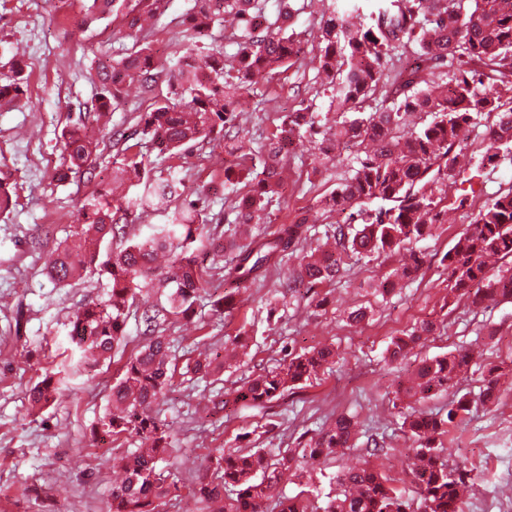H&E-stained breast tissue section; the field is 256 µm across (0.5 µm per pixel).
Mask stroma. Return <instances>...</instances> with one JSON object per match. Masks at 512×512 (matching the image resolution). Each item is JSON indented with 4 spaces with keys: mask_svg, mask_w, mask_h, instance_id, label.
<instances>
[{
    "mask_svg": "<svg viewBox=\"0 0 512 512\" xmlns=\"http://www.w3.org/2000/svg\"><path fill=\"white\" fill-rule=\"evenodd\" d=\"M91 2L0 0V66L18 58L29 75L19 104L0 107V172L9 174L16 200L9 213L0 215V512H104L117 476L114 465L135 445L128 436L93 435L119 366H80V354L66 338L73 310L104 299L105 276L90 274L62 288L45 274L50 255L70 234L78 200L96 187L86 179L52 182L60 160V132L97 94V84L88 78L95 62L105 54L138 49L141 39L108 17L90 28L79 27L81 8ZM193 5L194 0H170L155 21L148 38L157 72L153 89L128 86L111 114L112 127H134L138 115L166 94L182 53L181 21ZM303 104L319 115L329 109V97L309 62L254 85L241 99L239 121L253 138H263L281 116ZM487 143L485 127H476L458 158L464 177L472 178L485 200L512 188V161L482 165ZM357 156V149H344L334 162L320 165L307 140L295 142L288 184L280 201L269 207L263 231L272 232L308 212L318 220L308 227L307 243H323L336 222L345 219L326 211L325 200L351 174ZM238 160L223 137L216 136L178 157H151L150 164L158 171L173 167L185 174L186 193L207 189L209 227L224 237L235 215L224 204L220 172ZM473 218L470 211L449 212L429 236L406 243L399 252L346 256L335 283L285 294L279 281L299 271L300 255L292 252L263 284L237 290L233 317L217 315L207 305L198 306L188 320L170 316L166 336L177 373L158 408L179 450V482L168 512H198L192 488L213 449L296 448L341 414L358 423L354 447L342 458L291 470L281 484L283 493L315 501L335 494L342 468L363 463L366 438L377 432L395 446L393 455L377 459V466L395 478L404 496H411V442L401 429L393 393L420 359L460 347L474 355L470 371L451 393L438 394L421 407L444 413L452 397L472 399L470 412L460 415L442 439L445 454L449 462H468L470 512H512V302L487 301L476 307L470 298L448 295L444 256ZM414 251L426 257L416 276L386 296L374 294L375 284L409 262ZM313 297L322 299L321 307L310 306ZM360 306L372 309V318L350 324L348 313ZM425 320L438 323L436 334L401 365H388L392 337ZM239 332L247 338L246 354L239 365L225 370L227 389L240 386L252 373L276 369L288 350L300 353L331 344L339 361L269 407L243 406L220 421L211 413L215 388L191 380L187 365L198 344ZM491 367L501 374L502 396L498 404L482 406L475 399ZM63 369L69 375L56 401L42 411H29L27 390L45 374Z\"/></svg>",
    "mask_w": 512,
    "mask_h": 512,
    "instance_id": "stroma-1",
    "label": "stroma"
}]
</instances>
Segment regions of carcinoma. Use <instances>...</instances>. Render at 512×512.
I'll return each mask as SVG.
<instances>
[{
  "mask_svg": "<svg viewBox=\"0 0 512 512\" xmlns=\"http://www.w3.org/2000/svg\"><path fill=\"white\" fill-rule=\"evenodd\" d=\"M293 2L196 0V10L186 14L189 30L203 36L216 27L227 31L224 39L236 46L231 64L224 63L221 46L205 50L188 43L176 62L177 75L169 82L167 95L155 98L151 110L139 116L137 140L130 145L123 134L112 139L104 118L117 108L127 84L137 81L146 89L155 82L153 55L144 43L133 53L97 63L92 74L100 88L97 98L61 131V162L54 172L59 183L96 177L103 156L99 146L110 140L115 147L125 143L121 159L112 162V173L79 202L70 240L57 249L47 268L55 284L70 286L84 271L74 256L83 255L91 266L101 243L119 242L102 263L109 280L107 298L91 300L69 317L68 338L85 363L112 358L126 339L127 318L143 288L156 281L169 289L168 307L140 313L142 343L122 365L109 394L112 411L97 426V432L107 436L127 434L139 441L134 451L119 458L124 476L112 486L108 512H164L176 487L171 473L158 467L171 448L155 407L175 374L164 323L170 314L194 313L206 296L215 312L231 316L235 310L232 294L215 298L210 293V274L198 265L197 251L207 244L215 252H235L237 263L227 276L239 289L251 287L283 253L306 241L304 217L279 225L271 234L242 237L233 232L217 242L207 230L204 210L183 199L184 176L176 170L166 178L157 176L146 162L151 152L171 157L221 131L230 141V152L243 158L252 154L253 141L237 123L236 105L252 85L306 59L304 42L284 25L296 12ZM167 6L168 0H93L90 10L112 15L143 34V22L164 14ZM315 40L314 59L330 90L331 106L352 116L322 127L307 106L289 112L262 144L269 158L262 170L244 163L224 168V189L236 194L234 223L245 225L281 197L282 170L295 140L313 143L321 164L333 161L344 146L363 148L352 176L326 201L331 212L355 211L357 225H337L334 250L320 245L306 250L297 278L281 284L289 291L299 281L335 282L349 253L367 257L392 252L405 241L429 234L432 225L441 223L444 210L439 205L448 188L460 180L453 151L464 145L467 133L482 119L494 116L482 163L492 165L500 154L512 155V0H383L366 25L354 21L352 12L334 8L322 14ZM407 46L415 60L409 77L393 82L375 111L362 112V104L387 85L388 60ZM26 82L25 68L18 62L1 72L0 102L18 100ZM410 112L429 120L402 139L397 130ZM240 184L248 187L243 195L238 194ZM165 199L175 202L170 222L153 226L142 238L133 233L127 214L134 209L143 214ZM506 257H512V188L480 206L471 228L444 256L448 294L472 293L475 304L512 300V267L489 273L492 262ZM414 263L411 269H394L378 288L392 291L422 267L425 256L415 257ZM435 331V323L423 322L394 338L386 350L387 361L405 360ZM245 347L239 333L217 341L210 357L194 361L191 370L202 379L214 375L224 369V351ZM334 359L329 346L290 353L279 368L224 392L213 412H223L231 402L265 408ZM469 363L465 350L425 358L414 368L413 383L398 394L427 400L452 387ZM61 384L62 379L45 376L29 390L31 407L48 406ZM499 392V379L491 368L479 400L491 404ZM470 405L471 400L462 396L451 401L444 417L417 410L403 417L402 427L410 432L413 445L408 472L415 496L410 499L370 462L342 471L340 492L322 506L279 491L298 460L314 464L353 447L357 423L339 415L323 424L295 455L266 448L229 454L217 450L209 459L212 477L203 478L194 489L200 512H268L269 501L274 502V512H469L462 490L467 463L448 468L440 438Z\"/></svg>",
  "mask_w": 512,
  "mask_h": 512,
  "instance_id": "1",
  "label": "carcinoma"
}]
</instances>
